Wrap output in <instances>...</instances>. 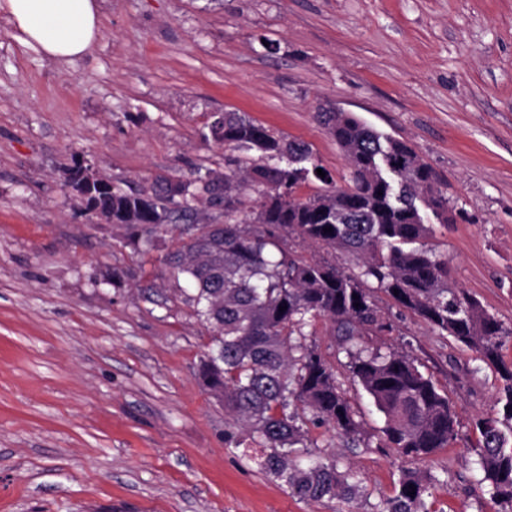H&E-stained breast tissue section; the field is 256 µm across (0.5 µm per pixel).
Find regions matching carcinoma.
<instances>
[{
  "instance_id": "cac0c4a2",
  "label": "carcinoma",
  "mask_w": 512,
  "mask_h": 512,
  "mask_svg": "<svg viewBox=\"0 0 512 512\" xmlns=\"http://www.w3.org/2000/svg\"><path fill=\"white\" fill-rule=\"evenodd\" d=\"M316 118L349 161L347 188L266 204L263 198L274 189L291 192L311 177L324 183L329 177L317 175L321 165L307 145L285 142L239 113L226 112L221 130L211 124L209 135L234 150L256 153L224 159V185L236 181L257 194L254 224L237 220L243 202L226 193L224 223L188 227L164 246L161 261L191 287L187 301L197 320L211 329L198 380L224 400L229 416L225 444L266 449L262 469L299 499L357 497L356 475L338 471L336 461L311 452L316 444L304 429L307 422L317 421L351 442L361 435L334 366L307 343L306 328L318 319L329 320L342 336L352 381L383 416V447L403 456L428 457L453 444L458 432L447 393L409 354L371 349L362 342L370 332L392 329L374 297L381 292L496 369L502 381L501 408L473 422L479 448L475 464L479 483L490 496L512 504V365L500 354L506 340H512V327L475 297L449 286L448 260L423 247L432 228L420 223L416 196L428 193V205L436 212L448 209V196L407 141L384 135L353 115L318 112ZM381 153L402 169L404 188L398 200L383 178L368 184L359 178ZM107 205L115 223L130 230L126 244L141 254L156 250L157 234L168 232L188 209L165 189L150 199L114 187L93 202L95 207ZM326 227L332 231H324ZM281 230L351 254L358 272L285 251L278 243ZM281 306L286 310L279 311ZM302 456L304 465L297 462ZM412 490L415 494L408 495ZM426 492L424 480L408 471L396 494L374 512H423Z\"/></svg>"
}]
</instances>
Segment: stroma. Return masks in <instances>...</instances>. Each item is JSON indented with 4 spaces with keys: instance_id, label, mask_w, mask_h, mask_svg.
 <instances>
[{
    "instance_id": "35a3bbf8",
    "label": "stroma",
    "mask_w": 512,
    "mask_h": 512,
    "mask_svg": "<svg viewBox=\"0 0 512 512\" xmlns=\"http://www.w3.org/2000/svg\"><path fill=\"white\" fill-rule=\"evenodd\" d=\"M321 103L416 147L455 218L427 248L512 326V0H105L94 51L69 65L23 49L0 19V512H369L406 470L426 478L427 512H512L473 469L472 423L495 408L497 373L383 295L392 329L365 342L417 358L447 391L450 447H383L321 320L309 341L362 439L313 423L309 438L360 496L301 500L258 449L225 447L224 406L196 380L210 331L68 184L77 159L124 190L223 173L229 149L206 132L230 111L307 144L344 187Z\"/></svg>"
}]
</instances>
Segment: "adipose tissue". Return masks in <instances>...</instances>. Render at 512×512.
Returning <instances> with one entry per match:
<instances>
[{"mask_svg": "<svg viewBox=\"0 0 512 512\" xmlns=\"http://www.w3.org/2000/svg\"><path fill=\"white\" fill-rule=\"evenodd\" d=\"M1 17L23 49L61 64L91 52L102 22L99 0H0Z\"/></svg>", "mask_w": 512, "mask_h": 512, "instance_id": "ef3b65f1", "label": "adipose tissue"}]
</instances>
